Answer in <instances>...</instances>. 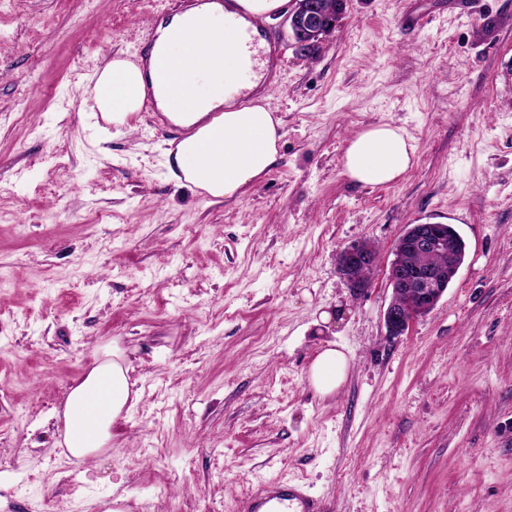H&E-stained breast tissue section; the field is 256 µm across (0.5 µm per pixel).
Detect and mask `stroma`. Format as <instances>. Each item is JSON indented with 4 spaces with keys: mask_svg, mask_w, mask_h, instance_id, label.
Listing matches in <instances>:
<instances>
[{
    "mask_svg": "<svg viewBox=\"0 0 512 512\" xmlns=\"http://www.w3.org/2000/svg\"><path fill=\"white\" fill-rule=\"evenodd\" d=\"M181 6L0 0V512H244L274 478L324 512H512V0H345L312 54L270 16L281 157L217 203L162 164L183 128L147 104L104 135L93 108L105 62ZM382 123L413 163L356 184L347 141ZM422 222L466 257L393 338L392 249ZM359 239L379 258L356 296L336 257ZM329 339L348 371L324 397ZM114 344L141 400L80 462L57 413ZM314 360L310 369V379L320 395L333 393L344 381L348 360L336 347V342L328 341Z\"/></svg>",
    "mask_w": 512,
    "mask_h": 512,
    "instance_id": "35a3bbf8",
    "label": "stroma"
}]
</instances>
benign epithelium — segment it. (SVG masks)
Here are the masks:
<instances>
[{"label": "benign epithelium", "instance_id": "1", "mask_svg": "<svg viewBox=\"0 0 512 512\" xmlns=\"http://www.w3.org/2000/svg\"><path fill=\"white\" fill-rule=\"evenodd\" d=\"M290 33L299 46L303 38L320 31L324 18L312 4L295 0V7L287 19ZM446 255L448 264L418 265L414 258L420 255ZM339 272L354 287L362 288L375 266L374 246L366 240H354L337 254ZM460 264V236L443 223L410 224L394 247L388 281L391 300L383 320L391 336L403 335L412 323L429 314L439 303L455 278Z\"/></svg>", "mask_w": 512, "mask_h": 512}]
</instances>
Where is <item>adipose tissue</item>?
I'll return each instance as SVG.
<instances>
[{
  "instance_id": "obj_1",
  "label": "adipose tissue",
  "mask_w": 512,
  "mask_h": 512,
  "mask_svg": "<svg viewBox=\"0 0 512 512\" xmlns=\"http://www.w3.org/2000/svg\"><path fill=\"white\" fill-rule=\"evenodd\" d=\"M153 53L168 60L167 74L119 55L106 62L93 88L96 109L121 129L146 98H153L168 120L185 130L163 151L169 178L216 202L240 196L276 164L281 121L267 97L237 100L244 87L245 59L230 15L212 0L175 13L160 26ZM414 153L413 140L403 127L374 125L348 141L344 173L361 185L388 184L410 168ZM347 365L345 354L328 343L310 369L316 391L323 396L333 393ZM137 402L121 350L105 349L102 360L65 399L67 452L82 461L100 453L112 439L113 423Z\"/></svg>"
}]
</instances>
